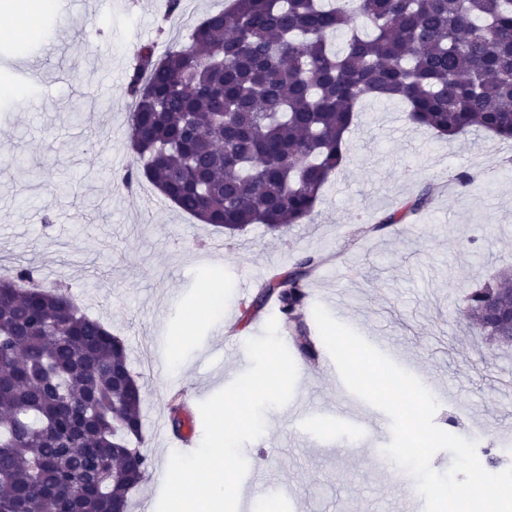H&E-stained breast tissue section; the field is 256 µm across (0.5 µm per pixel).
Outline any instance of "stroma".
<instances>
[{"label": "stroma", "instance_id": "1", "mask_svg": "<svg viewBox=\"0 0 512 512\" xmlns=\"http://www.w3.org/2000/svg\"><path fill=\"white\" fill-rule=\"evenodd\" d=\"M230 0H73L40 15L34 37H0V274L37 268L41 287L68 289L81 311L128 347L142 386V447L151 475L130 512H155V473L175 432L168 401L207 400L247 370L244 341L272 318H251L249 274L324 257L308 280L323 305L413 373L438 403L434 421L512 460V347L489 343L459 312L463 295L512 266V145L484 133L448 142L410 123L395 102H363L347 159L314 219L282 234L251 225L224 234L179 211L147 181H121L137 166L126 134V85L141 45L156 56L188 43V29ZM23 158L34 175L20 177ZM475 177L469 187L456 176ZM435 194L412 224L369 225L424 185ZM224 286L219 310L200 314L208 281ZM321 355L326 347H319ZM294 394L265 413L266 430L243 454L258 474L245 491L255 512H406L391 460L386 414L352 427L337 369L299 351Z\"/></svg>", "mask_w": 512, "mask_h": 512}]
</instances>
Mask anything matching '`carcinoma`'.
<instances>
[{
  "instance_id": "carcinoma-1",
  "label": "carcinoma",
  "mask_w": 512,
  "mask_h": 512,
  "mask_svg": "<svg viewBox=\"0 0 512 512\" xmlns=\"http://www.w3.org/2000/svg\"><path fill=\"white\" fill-rule=\"evenodd\" d=\"M344 32L343 47L331 43ZM129 77L128 139L143 177L181 211L229 232L271 234L312 220L347 155L357 102L399 100L408 120L450 141H512V0H232ZM424 187L372 225L402 224ZM307 255L261 285L307 358ZM20 268L0 276V512H129L149 473L142 392L124 341L60 289ZM512 271L466 293L461 315L512 345Z\"/></svg>"
}]
</instances>
